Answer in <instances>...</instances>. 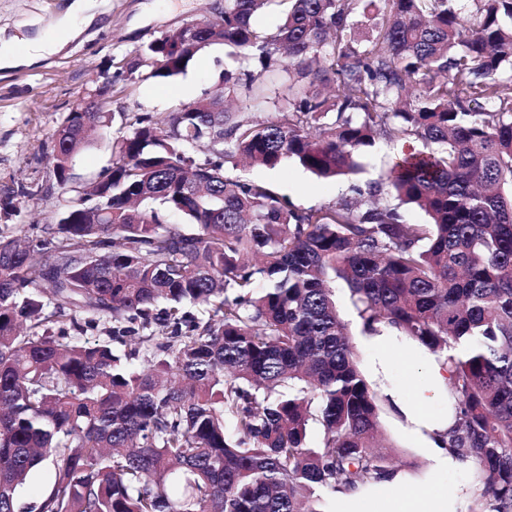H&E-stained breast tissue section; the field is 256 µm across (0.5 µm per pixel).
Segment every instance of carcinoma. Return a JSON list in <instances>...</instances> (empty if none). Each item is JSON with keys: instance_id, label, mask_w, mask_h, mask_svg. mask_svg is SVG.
<instances>
[{"instance_id": "carcinoma-1", "label": "carcinoma", "mask_w": 512, "mask_h": 512, "mask_svg": "<svg viewBox=\"0 0 512 512\" xmlns=\"http://www.w3.org/2000/svg\"><path fill=\"white\" fill-rule=\"evenodd\" d=\"M213 44L239 60L224 94L136 117L36 248L0 225V512H326L396 472L338 279L363 333L445 355L469 512H512V0H224L127 66L175 78ZM109 122L88 97L67 113L61 190ZM381 142L401 146L386 180L317 210L224 169L334 179ZM100 319L106 339L67 332Z\"/></svg>"}]
</instances>
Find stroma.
<instances>
[{
    "mask_svg": "<svg viewBox=\"0 0 512 512\" xmlns=\"http://www.w3.org/2000/svg\"><path fill=\"white\" fill-rule=\"evenodd\" d=\"M69 2L0 0V28L11 31L26 22L31 29L53 31ZM97 5L95 22L60 53L32 67L0 70V201H12L8 221L27 235L33 226L57 223L66 207L68 196L52 173L53 134L76 101L111 82L106 110L114 120L74 159L75 181L86 182L111 166L117 139L137 115L178 111L216 91L219 74L237 65L229 49L216 44L196 55L176 78L138 82L125 69L128 61L162 34L217 14L224 0H97ZM396 153V146L378 144L360 157L359 172L335 181L320 179L291 159L272 170L253 167L246 174L272 185L294 208L315 210L332 205L350 183L379 179ZM381 432L397 470L408 475L410 484L444 487L465 481L462 469L450 476L432 474L419 443L405 431L392 405L383 407Z\"/></svg>",
    "mask_w": 512,
    "mask_h": 512,
    "instance_id": "stroma-1",
    "label": "stroma"
}]
</instances>
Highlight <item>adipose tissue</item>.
Masks as SVG:
<instances>
[{
    "label": "adipose tissue",
    "mask_w": 512,
    "mask_h": 512,
    "mask_svg": "<svg viewBox=\"0 0 512 512\" xmlns=\"http://www.w3.org/2000/svg\"><path fill=\"white\" fill-rule=\"evenodd\" d=\"M97 12L95 0H72L60 15L54 31L23 36L0 29V69L30 66L47 56L60 52L67 42L89 25ZM424 380L417 383L412 404H405L399 391H389L388 396L405 416L410 433L420 440L431 469L438 474H454L462 462L452 449L439 447L436 435L451 433L456 418L454 413L433 416L429 406L443 394L449 372L441 360L428 356L423 368ZM405 480L402 475L381 481L377 491L368 500V512H458L461 501L472 495L467 483L450 485L448 490L437 493L426 488H410L400 493Z\"/></svg>",
    "instance_id": "obj_1"
}]
</instances>
